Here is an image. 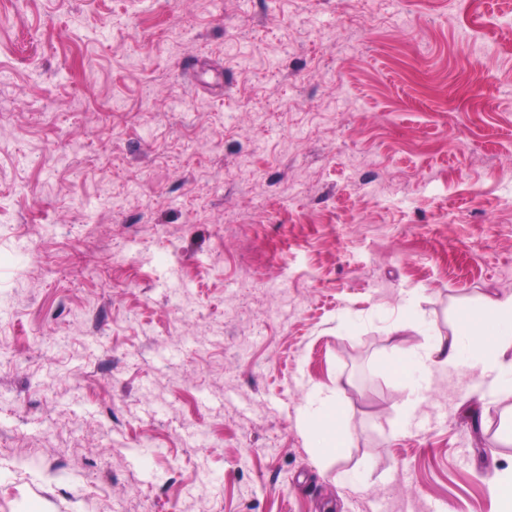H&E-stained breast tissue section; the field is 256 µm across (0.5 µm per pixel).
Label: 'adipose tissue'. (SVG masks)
<instances>
[{"mask_svg":"<svg viewBox=\"0 0 512 512\" xmlns=\"http://www.w3.org/2000/svg\"><path fill=\"white\" fill-rule=\"evenodd\" d=\"M512 349V293L484 296L464 304L455 312L452 333L437 337L433 344L410 346L403 360L409 366L430 369L456 365L468 360L471 369L483 377L492 393H512V363L503 355ZM307 430L325 448L342 446L346 420L330 398L319 395L308 399L303 412Z\"/></svg>","mask_w":512,"mask_h":512,"instance_id":"obj_1","label":"adipose tissue"}]
</instances>
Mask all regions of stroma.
Returning a JSON list of instances; mask_svg holds the SVG:
<instances>
[{"label":"stroma","mask_w":512,"mask_h":512,"mask_svg":"<svg viewBox=\"0 0 512 512\" xmlns=\"http://www.w3.org/2000/svg\"><path fill=\"white\" fill-rule=\"evenodd\" d=\"M340 8L0 0V512H499L512 394L400 360L512 292V0ZM305 428L322 448H340L346 432L345 417L336 410L329 397L314 395L307 400L303 412ZM322 445V446H321Z\"/></svg>","instance_id":"35a3bbf8"}]
</instances>
